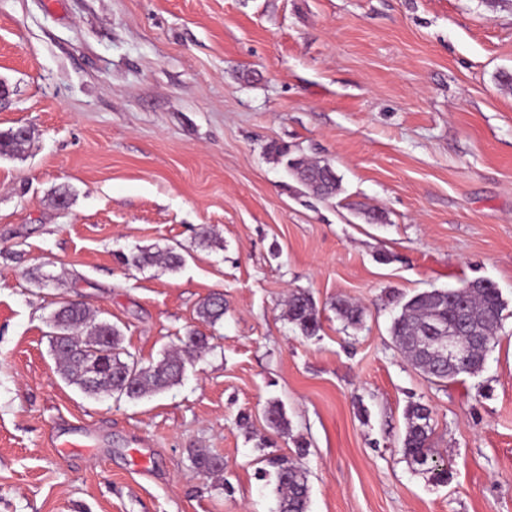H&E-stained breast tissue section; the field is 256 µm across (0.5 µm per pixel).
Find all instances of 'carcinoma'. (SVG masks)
<instances>
[{
    "instance_id": "cac0c4a2",
    "label": "carcinoma",
    "mask_w": 512,
    "mask_h": 512,
    "mask_svg": "<svg viewBox=\"0 0 512 512\" xmlns=\"http://www.w3.org/2000/svg\"><path fill=\"white\" fill-rule=\"evenodd\" d=\"M31 130L24 134L11 128L0 132V156H15L24 151L31 140ZM287 167L299 182L314 196L329 199L340 190V179L332 165L323 160L304 156L288 159ZM134 267L162 266L177 270L184 257L174 248L146 247L127 259ZM466 289L455 296L446 289H432L411 297L402 304V310L391 326L395 346L416 368L432 381L443 383L460 375L474 376L483 371L490 346L498 340L503 303L496 286L476 279L465 282ZM464 311L467 323L455 336L457 346L467 353V362L460 367L448 366L424 354L422 340L429 338L434 328L448 327V323ZM336 311L346 327L362 326L364 310L347 301L336 302ZM198 320L214 325L224 317V295L214 293L197 310ZM288 322L304 336H314L320 330L319 311L305 291H296L288 298ZM49 342L62 377L76 385L84 394L96 398L101 395L118 399H139L164 391L177 383L185 369V354L203 352L210 348L209 337L196 328H189L181 339L182 347L166 355L154 365L144 366L122 346V334L108 321H98L89 309L80 303L62 301L49 317ZM92 359L102 368L99 379L90 383L86 379L85 363ZM270 424L283 434L288 433V421L281 408L272 403L267 408ZM406 427L402 440L404 456L416 471L430 473L438 480L447 477L430 454L434 435L430 408L412 403L405 412ZM191 462L199 473L220 478L224 473V459L210 451L197 448L191 453ZM274 469L273 480L268 483L269 494L275 501L273 512H307L309 484L307 473L289 457L279 455L267 459Z\"/></svg>"
}]
</instances>
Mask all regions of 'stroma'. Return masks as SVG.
<instances>
[{"instance_id": "stroma-1", "label": "stroma", "mask_w": 512, "mask_h": 512, "mask_svg": "<svg viewBox=\"0 0 512 512\" xmlns=\"http://www.w3.org/2000/svg\"><path fill=\"white\" fill-rule=\"evenodd\" d=\"M506 74L512 0H0V131L33 133L0 157V512H271L270 452L307 470L308 512H512ZM274 144L330 161L339 193H302ZM167 246L178 271L120 260ZM474 279L501 292L498 341L481 373L434 384L393 344L398 300ZM296 289L316 335L284 315ZM214 292L211 348L164 392L97 400L62 378L59 301L149 364ZM412 402L447 482L404 457ZM288 322L297 328L304 336L316 335L320 330L319 311L305 291H296L288 298ZM191 462L206 477L220 479L224 473V459L206 449H195L191 453Z\"/></svg>"}]
</instances>
